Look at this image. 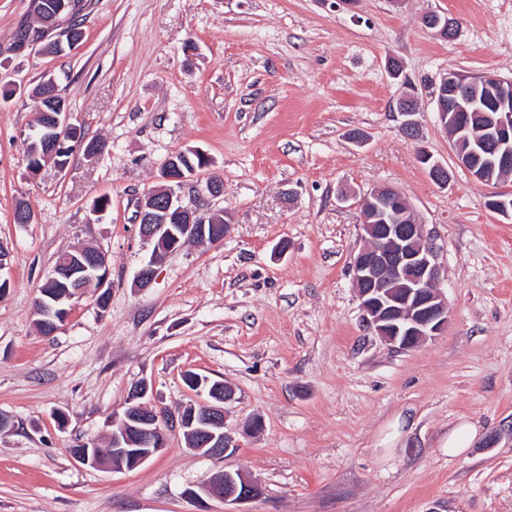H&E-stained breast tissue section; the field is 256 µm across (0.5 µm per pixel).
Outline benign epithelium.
Segmentation results:
<instances>
[{"label": "benign epithelium", "mask_w": 512, "mask_h": 512, "mask_svg": "<svg viewBox=\"0 0 512 512\" xmlns=\"http://www.w3.org/2000/svg\"><path fill=\"white\" fill-rule=\"evenodd\" d=\"M79 14L74 0H60L55 16L44 26L29 32L22 41L13 44L11 51L22 53L34 50L48 53L51 48L64 44L75 45L72 32L57 33L62 21ZM483 90V96H474L468 105L472 112L464 111L459 92L468 87ZM439 118L443 127L454 137L457 162L483 182L494 181L495 175L512 172V80L497 75H484L472 79L453 72L441 80ZM475 121L481 136L475 143H466L460 134L470 130ZM428 174L439 185H446L448 170L441 163L431 161L426 154ZM168 193L165 200L154 206L140 208L139 235L153 246V261L137 274L140 287H147L154 275L153 262L174 248L179 235L194 239L203 246L222 241L207 228L205 218L197 209L184 203L183 190L190 178L182 175L161 176ZM401 195L391 189L372 192L359 203L361 229L367 241L353 258V288L360 301L367 323L388 345L399 350L416 347L429 336L443 331L448 324V308L438 289L440 267L437 254L425 235L424 228L413 217L410 209L391 210L393 201ZM492 210L512 218V194L500 193L490 200ZM73 262H58L52 280L70 289L73 299L82 291L81 283L89 278L99 279L105 288L108 276L100 273L107 267L104 254L84 248L73 249ZM148 394V386L136 387L129 398L128 407L121 415L112 416L113 455L128 459V468L138 467L159 454L166 447L164 428L174 424L184 430L194 423L209 427V438L201 444V451L211 456H224L232 447L233 437L225 431L224 412L206 407L190 408L176 419L145 408L139 400ZM224 481L209 480L187 496L202 501L218 500L240 503L262 494L258 484L241 472L223 471Z\"/></svg>", "instance_id": "benign-epithelium-1"}]
</instances>
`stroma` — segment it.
Segmentation results:
<instances>
[{"label": "stroma", "mask_w": 512, "mask_h": 512, "mask_svg": "<svg viewBox=\"0 0 512 512\" xmlns=\"http://www.w3.org/2000/svg\"><path fill=\"white\" fill-rule=\"evenodd\" d=\"M428 13L453 18L455 37L426 28ZM82 15L66 56L9 54L0 67L18 85L0 99V512H225L186 495L224 470L262 488L239 512H512V220L487 206L512 175L473 178L437 111L448 72L512 78V0H85ZM48 78L105 148L35 173L25 139ZM406 94L412 138L400 131ZM188 148L210 161L197 191L224 181L201 214L228 227L138 287L151 249L136 212ZM385 187L431 238L448 305L447 328L410 350L369 328L352 285L358 202ZM21 205L31 223H15ZM78 245L105 253L109 304L87 288L42 335L35 299ZM189 371L231 388L229 429L254 417L262 429L221 457L188 449L175 427L132 470L73 457L78 444L107 447L112 413L141 383L149 409L202 404ZM462 417L480 433L452 459L442 441Z\"/></svg>", "instance_id": "stroma-1"}]
</instances>
